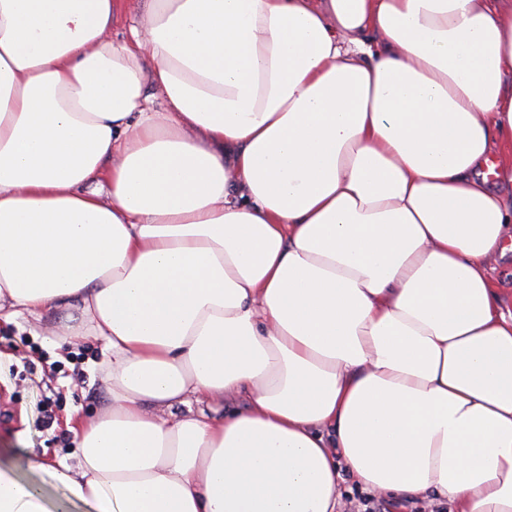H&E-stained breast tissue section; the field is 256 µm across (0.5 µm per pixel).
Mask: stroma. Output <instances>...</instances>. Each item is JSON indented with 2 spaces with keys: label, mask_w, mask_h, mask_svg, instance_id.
Masks as SVG:
<instances>
[{
  "label": "stroma",
  "mask_w": 512,
  "mask_h": 512,
  "mask_svg": "<svg viewBox=\"0 0 512 512\" xmlns=\"http://www.w3.org/2000/svg\"><path fill=\"white\" fill-rule=\"evenodd\" d=\"M0 352L11 362L0 381V448L7 450L20 477L52 499L64 500L49 467L68 458L74 447L67 419L76 409L98 407L104 392L94 365L103 358L97 341L70 343L67 332L48 335L25 319L0 325ZM54 419L44 428L45 416ZM40 459L45 470L30 468ZM343 512H450L448 504L429 507L422 497H377L362 489L349 473L338 484Z\"/></svg>",
  "instance_id": "1"
}]
</instances>
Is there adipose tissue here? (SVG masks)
Masks as SVG:
<instances>
[{
	"instance_id": "1",
	"label": "adipose tissue",
	"mask_w": 512,
	"mask_h": 512,
	"mask_svg": "<svg viewBox=\"0 0 512 512\" xmlns=\"http://www.w3.org/2000/svg\"><path fill=\"white\" fill-rule=\"evenodd\" d=\"M121 6L0 0V321L106 393L0 512H512V0ZM143 5L142 0H125L119 19L113 28L116 39L129 37V28ZM512 253L499 262L493 271V278L496 283V290L501 295L505 303L512 308ZM339 492L344 502L343 512H449L451 506L444 501L437 507H430L428 499L422 497L393 498L377 497L362 489L348 472L340 468ZM373 509V510H372Z\"/></svg>"
}]
</instances>
